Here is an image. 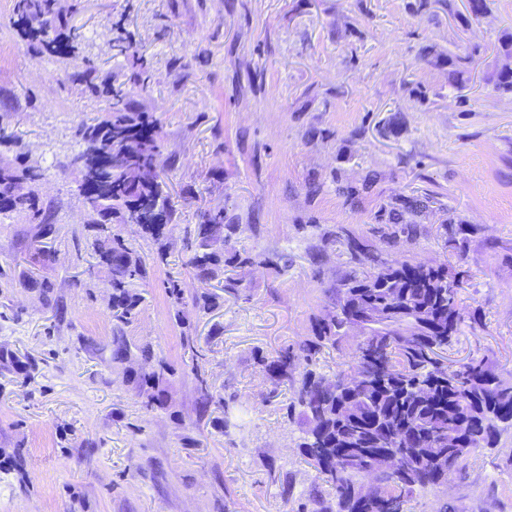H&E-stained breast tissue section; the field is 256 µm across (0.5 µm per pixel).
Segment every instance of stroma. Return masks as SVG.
Instances as JSON below:
<instances>
[{"label":"stroma","instance_id":"obj_1","mask_svg":"<svg viewBox=\"0 0 512 512\" xmlns=\"http://www.w3.org/2000/svg\"><path fill=\"white\" fill-rule=\"evenodd\" d=\"M59 0L67 54L25 40L14 0H0V124L20 139L0 161L37 165L41 200L57 214L37 254L34 227L0 224V350L28 365L0 363V512H298L316 494L299 433L272 396L259 357L311 333L327 291L349 272H373V256L448 264L466 316L449 361L487 356L512 375V94L487 80L512 0H487L469 19L468 0ZM133 42L150 66L137 106L163 131L159 167L176 219L157 262L133 224L124 238L151 265L143 301L126 333L177 367L169 408L146 417L111 359V288L82 235L85 214L67 173L80 129L101 102L72 81L85 65L129 82L136 67L115 44ZM436 46L480 48L463 88L448 69L419 59ZM356 187L349 204L342 186ZM425 195L407 216L416 238L377 220L398 196ZM204 209H220L231 231L225 267L237 293L211 286L217 306L188 312L212 383L230 403L223 429L198 412L184 371L181 330L166 283L199 284L186 245ZM471 225L463 242L451 226ZM368 254L351 257L346 240ZM47 277L50 303L23 288ZM448 512H512V430L464 461L440 495ZM415 496L412 512L437 497Z\"/></svg>","mask_w":512,"mask_h":512}]
</instances>
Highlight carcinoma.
I'll return each mask as SVG.
<instances>
[{
    "mask_svg": "<svg viewBox=\"0 0 512 512\" xmlns=\"http://www.w3.org/2000/svg\"><path fill=\"white\" fill-rule=\"evenodd\" d=\"M13 10L33 38L51 45L47 38L61 20L56 0H14ZM419 57L448 65V84L456 89L463 87L467 67L476 65L471 52L447 57L432 45L422 47ZM73 81L83 94L106 97L105 116L84 129V149L99 142L128 156L126 169L106 174L102 213L90 219L87 237L97 265L111 278L112 362L123 367L150 416L168 408V386L177 369L158 358L150 343L136 344L125 336L142 302L136 285L147 278L148 268L112 222L139 226L164 258L163 228L174 209L154 171L161 132L135 109L132 92L114 75L87 69L74 73ZM490 81L512 93V34L501 40ZM40 180L35 166L0 165V199L5 201L0 223L24 218L35 225L37 242L55 232L54 213L40 199ZM423 207L418 197H398L380 208V217L401 224L404 213ZM224 227L223 211H205L187 243L186 264L204 289L188 298L179 281L167 286L172 317L183 328L184 366L195 377L200 405L222 412L224 394L203 369L204 354L185 329L184 309L190 304L206 313L215 305L206 286L224 275V252L211 248V241L224 237ZM375 262L373 274L352 273L340 282L333 306L314 318L311 335L259 359L274 387L293 388L286 412L300 432L297 447L331 500L326 506L323 499H313L301 512H402L413 495L447 485L462 462L512 426V376L496 372L485 357L454 365L438 358L437 351L458 339L464 321L448 265ZM326 348L342 353L344 365L359 373L355 386L345 384L342 369L334 379L316 369L317 355ZM390 445L408 452L410 476L387 473L373 494L362 495L369 459Z\"/></svg>",
    "mask_w": 512,
    "mask_h": 512,
    "instance_id": "obj_1",
    "label": "carcinoma"
}]
</instances>
